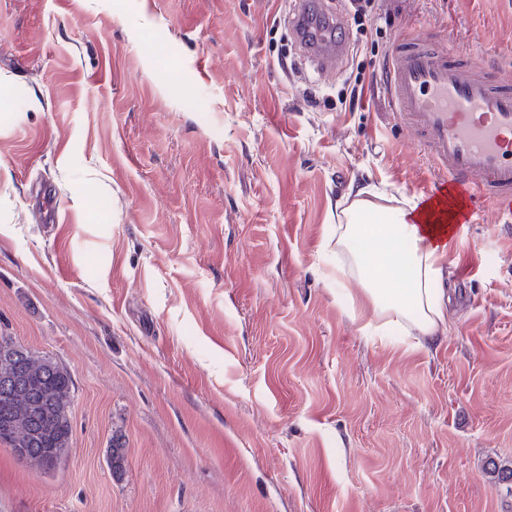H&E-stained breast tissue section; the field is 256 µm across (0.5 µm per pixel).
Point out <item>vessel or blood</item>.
<instances>
[{
    "label": "vessel or blood",
    "mask_w": 512,
    "mask_h": 512,
    "mask_svg": "<svg viewBox=\"0 0 512 512\" xmlns=\"http://www.w3.org/2000/svg\"><path fill=\"white\" fill-rule=\"evenodd\" d=\"M292 29L310 44L319 78L338 74L343 54L322 0H295ZM394 115L422 151L435 177L426 200L456 209L452 190L488 202L499 218L512 217V73L479 53L462 51L434 32H402L386 64Z\"/></svg>",
    "instance_id": "1"
}]
</instances>
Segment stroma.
I'll list each match as a JSON object with an SVG mask.
<instances>
[{
	"mask_svg": "<svg viewBox=\"0 0 512 512\" xmlns=\"http://www.w3.org/2000/svg\"><path fill=\"white\" fill-rule=\"evenodd\" d=\"M291 2L0 0V332L74 381L54 469L0 443V512H512V223L473 209L444 336L365 334L336 278L356 190L433 180L394 38L512 70V0H379L361 36L326 0L360 43L330 84Z\"/></svg>",
	"mask_w": 512,
	"mask_h": 512,
	"instance_id": "stroma-1",
	"label": "stroma"
}]
</instances>
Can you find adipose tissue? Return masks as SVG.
Listing matches in <instances>:
<instances>
[{"instance_id":"adipose-tissue-1","label":"adipose tissue","mask_w":512,"mask_h":512,"mask_svg":"<svg viewBox=\"0 0 512 512\" xmlns=\"http://www.w3.org/2000/svg\"><path fill=\"white\" fill-rule=\"evenodd\" d=\"M337 228V242L351 256L350 267L361 285L359 305L373 312L369 327L413 320L418 331L432 336L448 329L447 299L441 288L443 267L458 238L445 215L409 204L382 207L355 199Z\"/></svg>"}]
</instances>
